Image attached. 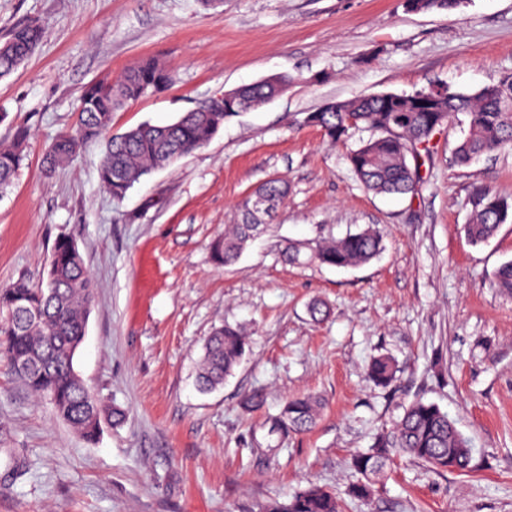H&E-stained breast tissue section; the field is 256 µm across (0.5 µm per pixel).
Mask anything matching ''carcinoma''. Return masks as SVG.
Masks as SVG:
<instances>
[{"label": "carcinoma", "mask_w": 512, "mask_h": 512, "mask_svg": "<svg viewBox=\"0 0 512 512\" xmlns=\"http://www.w3.org/2000/svg\"><path fill=\"white\" fill-rule=\"evenodd\" d=\"M414 9H454L458 0H413ZM42 29L30 22L15 28L0 42V78L13 73L10 60L27 47L39 43ZM168 82V73L154 60L145 59L113 82L91 83L80 96L75 127L60 135L44 158L47 170L63 167L90 140L98 138L112 125V113L146 95V89L159 90ZM288 86L280 75L272 83L253 87L249 95L269 100ZM468 116V127L452 154L460 166L476 157L497 150L512 149V73L473 94L445 89L434 93L427 88L386 97L359 96L339 101L336 109L313 112L307 122L318 126L333 143L343 142L350 132L365 130L370 137L360 141L348 155L350 166L363 187L376 194L416 195L421 182L411 161L430 156L433 136L455 114ZM236 110L211 112L201 107L186 112L168 125L143 122L105 142L99 178L117 200L124 199L141 178L157 168L172 164L206 145ZM29 132L16 131L12 143L0 147V188L8 186L26 159L25 143ZM271 212H258L252 200L242 208V221L232 231L211 244L213 261L229 266L247 243L267 228L264 219L287 195L279 179L263 187ZM470 219L464 231L468 241L478 245L489 241L500 225L512 221V204L483 187L474 190L467 201ZM384 250L383 234L374 226L342 237H321L313 241H290L281 253L292 265L317 262L346 268L364 265ZM493 286L512 296V260L494 273ZM94 296V283L73 240L55 241L46 270V286L36 288L20 278L0 289V355L11 367L25 360L27 370L20 376L27 390L51 405L54 415L76 429L85 440L97 439L99 419L107 408L84 383L74 367L75 354L86 335L87 314ZM247 339L238 326L226 324L207 339L200 362L197 384L209 392L224 385L241 363ZM400 373L398 361L387 355L374 358L368 377L386 387ZM321 408L312 396H296L282 410L268 417L267 435L284 442L292 433L311 429ZM405 454L424 462L437 472L459 473L471 468L469 440L458 430L448 412L438 405L416 400L404 411L392 429L380 435L372 448L352 457L353 468L365 478L351 493L368 500L373 483L383 478L391 457ZM264 512H341L336 495L322 487L308 486L284 503L267 506Z\"/></svg>", "instance_id": "obj_1"}]
</instances>
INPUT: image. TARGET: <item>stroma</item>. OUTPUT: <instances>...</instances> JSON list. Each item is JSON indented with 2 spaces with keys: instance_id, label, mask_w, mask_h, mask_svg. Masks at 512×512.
<instances>
[{
  "instance_id": "stroma-1",
  "label": "stroma",
  "mask_w": 512,
  "mask_h": 512,
  "mask_svg": "<svg viewBox=\"0 0 512 512\" xmlns=\"http://www.w3.org/2000/svg\"><path fill=\"white\" fill-rule=\"evenodd\" d=\"M30 21L39 45L0 79V143L30 132L25 164L0 193V288L40 282L55 241H75L95 294L74 365L124 418L87 442L0 359V512H262L311 483L344 512H512V298L491 286L512 260V222L478 246L464 232L475 188L512 201V151L455 165L467 126L457 115L421 160L419 193L383 196L347 161L368 132L334 144L306 121L333 101L429 86L472 93L512 73V0L420 12L403 0H0V41ZM146 58L171 79L114 112L112 133L174 122L271 75L292 81L123 200L99 180L102 141L46 172L83 88ZM273 177L288 194L268 230L216 266L212 240ZM368 225L385 249L367 264L280 257L288 241ZM315 300L327 306L320 321L308 312ZM227 323L242 327L246 355L222 388L199 392L203 346ZM379 354L404 368L388 388L365 377ZM255 391L265 405L246 412ZM307 393L323 401L316 426L274 461L256 455L267 416ZM418 398L469 438L472 470L439 474L397 455L369 502L351 498L352 454Z\"/></svg>"
}]
</instances>
